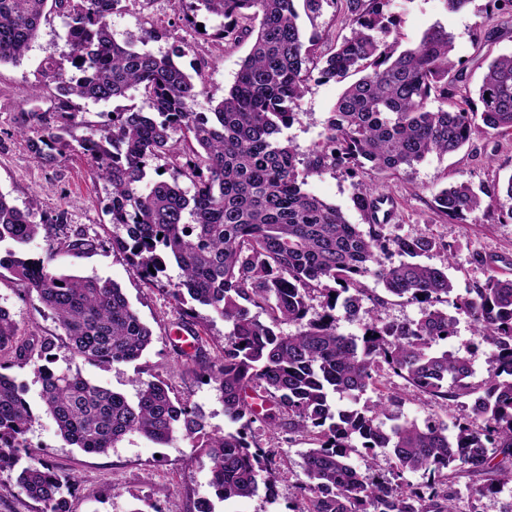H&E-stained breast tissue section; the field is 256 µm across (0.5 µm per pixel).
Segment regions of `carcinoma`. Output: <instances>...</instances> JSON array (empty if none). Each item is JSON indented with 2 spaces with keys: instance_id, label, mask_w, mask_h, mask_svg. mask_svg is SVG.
I'll list each match as a JSON object with an SVG mask.
<instances>
[{
  "instance_id": "obj_1",
  "label": "carcinoma",
  "mask_w": 512,
  "mask_h": 512,
  "mask_svg": "<svg viewBox=\"0 0 512 512\" xmlns=\"http://www.w3.org/2000/svg\"><path fill=\"white\" fill-rule=\"evenodd\" d=\"M122 0H0V65L17 64L52 14L67 19L70 53L49 57L38 96L51 89L56 124L33 129L37 158L53 162L79 152L103 182L106 213L117 233L112 247L126 253L134 275L161 282L168 265L181 271L171 295L179 306L192 300L229 325L222 362L211 371L224 397V414L235 431H205L202 418L157 376L138 379L132 397L97 385L80 372L57 370L55 342L18 341L8 308L0 305V352L20 366L33 364L40 399L60 435L87 453L106 454L129 435L167 445L182 430L192 447L211 460L210 485L224 501L272 494L277 482L271 450L253 445L248 431L259 421L275 433L288 417V431L306 433L313 447L302 455L299 512H461L457 486L476 485L482 496L512 484V279L490 277L464 295L455 293L448 269L419 261L450 246L419 233L387 237L377 223L383 196L360 185L355 207L368 229L349 223L333 204L306 192L305 178L328 165L352 174L365 167L397 172L432 153L462 148L476 121L493 131L512 130V54L486 65L479 106L448 102V75L455 64L453 40L435 25L413 48L377 40L388 32L390 0H345L349 38L325 59L321 77L348 85L325 122V139L311 152L307 172L297 170L296 148L278 138L297 119L314 48L306 44L294 0H190L224 23L216 37L227 44L253 36L233 86L208 112L195 104L205 93L173 56L146 43L112 37L108 16ZM139 91L149 111L115 108L112 117L77 139L85 124L73 99L116 101ZM441 101L428 108L430 97ZM164 159L177 177L144 184L147 170ZM189 181L183 189L179 178ZM436 210L463 218L480 210L481 196L466 184L441 190ZM37 203L15 206L0 192V271L36 293L49 309L73 357L88 363L124 365L152 343L120 286L96 276L58 273L53 254L32 257L45 217ZM63 249L75 257L92 247L78 232ZM393 253L398 262H385ZM372 277L385 292L419 305L420 316L401 323L373 321L360 337L336 330L337 308L354 316L368 297ZM322 298L323 312L308 317L309 300ZM452 303L481 341L493 348L487 379L471 383L465 355L435 346L453 336ZM267 320H260V315ZM296 327L285 334L280 326ZM0 472L30 455L25 435L37 419L25 390L1 373ZM396 375L436 403L468 397L472 416L447 424L431 414L402 419L391 408L398 398L382 389L381 377ZM376 398L360 402L367 391ZM346 394L353 405L338 408L331 396ZM384 455L391 477L369 478L352 463ZM407 473L421 474L411 482ZM22 492L40 512H70L67 495L75 477L47 462L23 467Z\"/></svg>"
}]
</instances>
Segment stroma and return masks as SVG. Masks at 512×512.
Listing matches in <instances>:
<instances>
[{
    "label": "stroma",
    "instance_id": "stroma-1",
    "mask_svg": "<svg viewBox=\"0 0 512 512\" xmlns=\"http://www.w3.org/2000/svg\"><path fill=\"white\" fill-rule=\"evenodd\" d=\"M487 0H470L460 11H448L445 0H391L390 12L396 24L387 36L399 49L417 45L433 25L444 26L453 37V59L465 79L456 83L455 101L476 98L477 88L487 59L512 52V22L504 15L486 11ZM178 0H123L110 17L117 41L129 35L142 37L154 52H177V62L190 75H201L207 88L199 97L197 111H209L212 101L221 100L234 84L244 58L250 51V38L228 45L213 39L218 17L197 11L195 27L185 25ZM300 21L315 53L309 64L307 90L300 102L297 121L283 130L282 139L291 140L300 159L324 140L325 120L333 111L345 84L324 80L319 71L326 54L351 34L344 0H323L317 13L301 12ZM63 19L50 16L43 24L30 51L16 64L0 66V192L8 195L18 208L37 201L42 215L64 216L61 224H49L28 246L33 254L54 252L61 271L80 276L96 275L116 282L139 316L153 332V342L135 362L107 367L72 357L64 345L54 350L56 369H80L91 381L125 395L135 392L137 369H147L164 379L175 395L194 407L207 429L236 430L237 425L224 413V400L216 382L203 381L206 367L218 363L221 338L228 327L211 309L200 306L195 317L183 316L166 290L136 278L125 254L112 250L114 228L105 213L106 195L101 183L91 175L89 160L80 154H67L54 163H45L31 152L20 128L32 125V113H40L54 122L53 104L30 92L38 80L47 57L59 58L69 52ZM512 178V132L497 133L475 128L469 142L460 150L431 154L423 161L397 172L369 169L350 176L342 167H326L309 175L308 192L336 205L349 223L360 224L363 214L356 209L353 196L358 184L376 186L393 205L386 232L402 236L425 232L443 243L452 244L454 254L434 250L424 255L425 263L444 266L455 283L457 293L484 283L489 276L512 278V220L501 210L511 204L501 188ZM473 189L496 190L491 205L463 220H451L434 206V197L442 189L460 184ZM83 231L94 247L75 257L61 247L65 233ZM0 304L7 307L18 325L20 340L33 336H59L58 324L50 311L14 281L0 276ZM418 304L396 297L371 307L351 318L340 317L337 330L347 336H359L366 323L403 322L418 318ZM196 336L198 353L190 358L176 346L178 337ZM440 349L470 358L473 383L484 381L490 369L492 350L480 343L474 326L459 317L456 334L440 342ZM9 353L0 361L9 363L8 374L23 386L26 398L40 415L27 439L33 459L48 461L59 473L75 476L78 485L69 498L70 512H195L197 501L209 500L213 512H298L297 480L302 474V454L309 441L303 434H270L254 430L260 447L274 451V464L280 473L274 495L223 501L210 486L209 457L192 448L183 435H176L165 447L136 435L125 437L107 454H88L69 445L59 434L53 419L40 411L41 383L34 365L19 368L11 363ZM389 393L399 399L398 414L422 418L438 414L451 423L471 412L468 398L462 397L442 406L424 399L403 379L387 380Z\"/></svg>",
    "mask_w": 512,
    "mask_h": 512
}]
</instances>
